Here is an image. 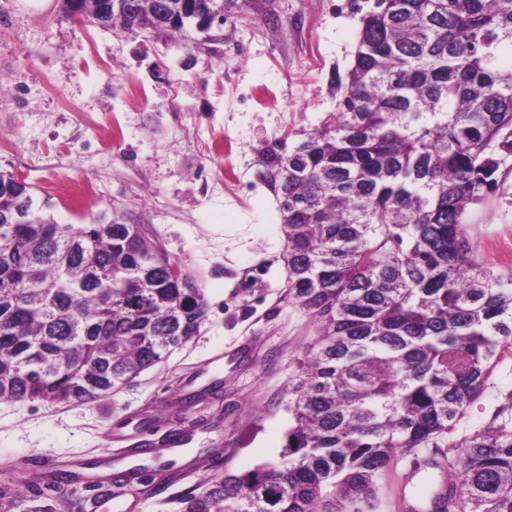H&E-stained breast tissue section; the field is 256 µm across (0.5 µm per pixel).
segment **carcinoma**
I'll return each instance as SVG.
<instances>
[{
	"instance_id": "1",
	"label": "carcinoma",
	"mask_w": 512,
	"mask_h": 512,
	"mask_svg": "<svg viewBox=\"0 0 512 512\" xmlns=\"http://www.w3.org/2000/svg\"><path fill=\"white\" fill-rule=\"evenodd\" d=\"M224 0H77L103 27L183 32ZM512 0H377L335 125L274 182L288 295L318 329L288 382L280 461L183 495L186 512H379L397 450L438 478L404 512H512V392L457 424L512 347V276L476 257L468 210L512 166ZM288 171H283V165ZM204 289L142 224H59L0 172V399L95 403L189 342Z\"/></svg>"
}]
</instances>
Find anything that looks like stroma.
<instances>
[{"label":"stroma","instance_id":"stroma-1","mask_svg":"<svg viewBox=\"0 0 512 512\" xmlns=\"http://www.w3.org/2000/svg\"><path fill=\"white\" fill-rule=\"evenodd\" d=\"M374 0H224V27L190 38L81 22L63 0H0V171L61 224L145 225L204 288L208 318L182 348L88 405L0 400V468L29 488L12 512H184L205 480L278 461L284 395L317 333L289 297L268 179L279 140L331 122ZM466 216L477 258L512 238V173ZM94 192L85 195V184ZM224 395L212 399L214 383ZM512 391V348L454 432L483 427ZM118 429L136 455L107 448ZM398 452L381 512L416 501L433 470ZM71 476L53 485L52 470Z\"/></svg>","mask_w":512,"mask_h":512}]
</instances>
